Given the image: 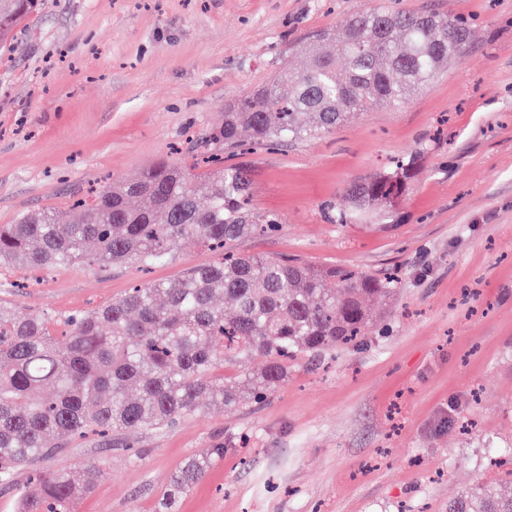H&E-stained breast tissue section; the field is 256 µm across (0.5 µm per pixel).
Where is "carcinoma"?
Masks as SVG:
<instances>
[{
    "instance_id": "cac0c4a2",
    "label": "carcinoma",
    "mask_w": 512,
    "mask_h": 512,
    "mask_svg": "<svg viewBox=\"0 0 512 512\" xmlns=\"http://www.w3.org/2000/svg\"><path fill=\"white\" fill-rule=\"evenodd\" d=\"M42 5L0 0V46ZM434 18L365 10L339 36L321 33L302 45L306 70L283 69L224 105V123L207 139L209 171L162 162L77 200L75 215L29 211L0 226V264L29 269L148 267L172 260L189 239L215 253L171 281L137 285L68 315L60 321L62 347L50 318L0 300V487L18 490L16 512H74L92 489L87 469L40 468L61 443L88 431H163L202 399L227 409L261 404L288 379L292 361L332 355L364 336L374 318L368 303L386 310L393 281L234 250L244 237L278 232L281 222L251 207V171L223 154L241 145L244 132L277 146L329 133L378 101L401 106L472 39L464 19ZM409 179L411 166L402 163L350 184L348 207L334 222H370ZM257 354L265 363L255 369ZM220 367L234 374H215ZM222 458V445L186 458L161 495V512H175L179 496ZM448 512H512V494L477 484L452 498Z\"/></svg>"
}]
</instances>
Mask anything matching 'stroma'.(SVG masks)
I'll list each match as a JSON object with an SVG mask.
<instances>
[{
  "mask_svg": "<svg viewBox=\"0 0 512 512\" xmlns=\"http://www.w3.org/2000/svg\"><path fill=\"white\" fill-rule=\"evenodd\" d=\"M378 6L464 18L474 41L401 107L243 154L253 206L282 228L236 249L397 274L386 313L262 406L205 403L130 449L69 441L48 469L106 471L76 512H159L183 459L217 444L223 459L176 512H448L473 484L512 491V0H47L0 48V225L190 164L227 100L302 69L298 43ZM409 159L385 214L331 221L351 182ZM210 259L186 242L153 267L1 265L0 298L64 316Z\"/></svg>",
  "mask_w": 512,
  "mask_h": 512,
  "instance_id": "stroma-1",
  "label": "stroma"
}]
</instances>
